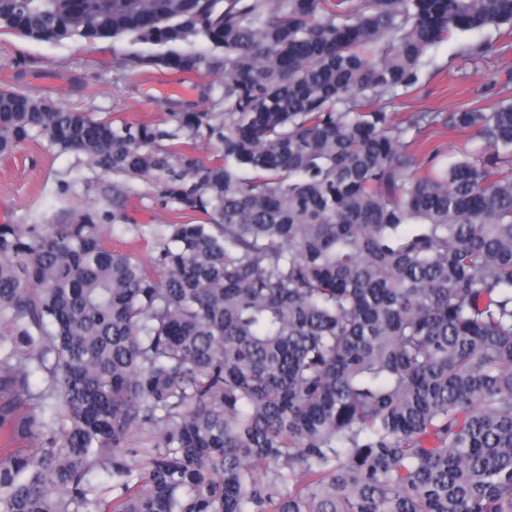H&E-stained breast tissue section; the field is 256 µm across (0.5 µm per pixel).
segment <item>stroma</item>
Listing matches in <instances>:
<instances>
[{
    "label": "stroma",
    "mask_w": 512,
    "mask_h": 512,
    "mask_svg": "<svg viewBox=\"0 0 512 512\" xmlns=\"http://www.w3.org/2000/svg\"><path fill=\"white\" fill-rule=\"evenodd\" d=\"M498 31L489 27L476 33H460L434 47L432 64L422 74L421 87L386 106L396 119L425 110L456 112L486 107L512 98V50L491 53L473 61L462 56L469 43H497ZM111 41L93 45L65 41L33 42L4 32L0 34V86H8L54 103L94 113L98 117L125 120H165L171 104L203 105V95L214 77L200 73L172 75L153 68L134 72L117 69ZM76 182L60 193L59 182ZM111 174L90 170L80 156L50 148L38 135L15 152L0 156V221L46 224L90 203H101L102 189L111 187ZM135 224L156 225L180 221V213L152 202L148 188L137 183L127 202Z\"/></svg>",
    "instance_id": "stroma-1"
}]
</instances>
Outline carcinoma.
I'll return each mask as SVG.
<instances>
[{"label":"carcinoma","instance_id":"1","mask_svg":"<svg viewBox=\"0 0 512 512\" xmlns=\"http://www.w3.org/2000/svg\"><path fill=\"white\" fill-rule=\"evenodd\" d=\"M84 2L0 0V31L220 76L224 111L0 87L1 156L41 134L112 174L110 210L0 224V512H512V102L381 106L455 33L512 49V0ZM430 127L492 156L424 170ZM137 181L203 216L149 267L104 234L142 233Z\"/></svg>","mask_w":512,"mask_h":512}]
</instances>
